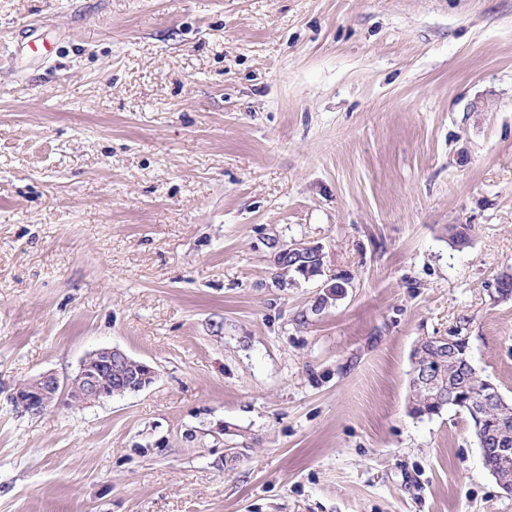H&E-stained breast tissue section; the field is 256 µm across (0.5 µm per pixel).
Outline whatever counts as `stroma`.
Masks as SVG:
<instances>
[{
  "mask_svg": "<svg viewBox=\"0 0 512 512\" xmlns=\"http://www.w3.org/2000/svg\"><path fill=\"white\" fill-rule=\"evenodd\" d=\"M506 270L512 0H0V512H512L409 413L457 332L512 398ZM113 346L154 383L12 403Z\"/></svg>",
  "mask_w": 512,
  "mask_h": 512,
  "instance_id": "35a3bbf8",
  "label": "stroma"
}]
</instances>
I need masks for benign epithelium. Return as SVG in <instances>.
<instances>
[{
	"label": "benign epithelium",
	"instance_id": "1",
	"mask_svg": "<svg viewBox=\"0 0 512 512\" xmlns=\"http://www.w3.org/2000/svg\"><path fill=\"white\" fill-rule=\"evenodd\" d=\"M317 249L295 245L281 251L284 262L291 265L302 261L301 255ZM155 371L147 363L131 358L117 348H100L88 354L72 379H61L54 373H44L20 384L13 393L16 407L30 415H39L52 403L65 399L69 405H91L117 394L136 393L149 386ZM482 457H494L503 468L512 467V448L499 441L488 442L480 448Z\"/></svg>",
	"mask_w": 512,
	"mask_h": 512
}]
</instances>
